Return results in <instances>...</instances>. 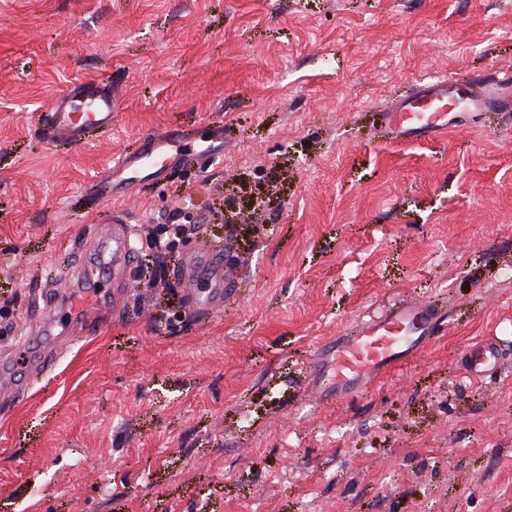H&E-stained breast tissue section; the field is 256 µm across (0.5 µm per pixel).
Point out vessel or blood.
<instances>
[{
  "mask_svg": "<svg viewBox=\"0 0 512 512\" xmlns=\"http://www.w3.org/2000/svg\"><path fill=\"white\" fill-rule=\"evenodd\" d=\"M458 103L452 78L420 84L413 93L383 111L379 131L382 135L408 141L437 138L451 127ZM473 104L483 110L511 112L512 69L499 71L496 83L475 94ZM116 109L110 83L103 79L84 80L67 88L45 112L34 116L33 121L41 127L48 143L79 145L86 141L90 132L111 130ZM198 147V142L181 135L150 134L146 148L122 155L102 174L98 194L103 199L131 195L137 182L156 178L174 164L198 158ZM100 221L110 225V232L97 235L94 257L91 263L81 265L70 274V289L44 296L47 314L36 325V332L49 334L58 328L71 338L91 336L101 322L123 310L126 272L132 255L130 227L124 212L116 209L102 215ZM95 265L111 266V293L103 295L83 290L82 281ZM177 273L188 288L191 309L212 312L223 309L224 285L231 272L220 252L206 243H198L195 249L182 256ZM202 273L206 274L209 287L200 293L195 282ZM60 306L71 310V319L62 328L52 315ZM441 319V311L431 302L404 299L384 315L362 321L350 334L337 340L326 363L312 372L309 392L320 395L326 384L334 386L340 396L361 392L372 373L426 347Z\"/></svg>",
  "mask_w": 512,
  "mask_h": 512,
  "instance_id": "b4317fda",
  "label": "vessel or blood"
}]
</instances>
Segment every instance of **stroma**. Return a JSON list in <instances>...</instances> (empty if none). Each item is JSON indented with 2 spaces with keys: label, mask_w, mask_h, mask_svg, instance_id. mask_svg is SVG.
<instances>
[{
  "label": "stroma",
  "mask_w": 512,
  "mask_h": 512,
  "mask_svg": "<svg viewBox=\"0 0 512 512\" xmlns=\"http://www.w3.org/2000/svg\"><path fill=\"white\" fill-rule=\"evenodd\" d=\"M508 68L512 0H0V358L24 364L81 264L103 170L153 132L224 138L102 200L132 217L129 302L0 405V512H512V122L376 133L421 80ZM91 78L111 132L43 141L33 115ZM177 210L237 270L223 311L146 260ZM401 298L446 313L425 351L309 396L324 349Z\"/></svg>",
  "instance_id": "35a3bbf8"
}]
</instances>
